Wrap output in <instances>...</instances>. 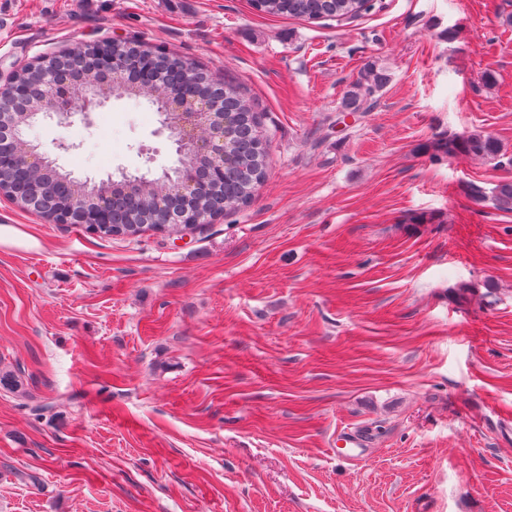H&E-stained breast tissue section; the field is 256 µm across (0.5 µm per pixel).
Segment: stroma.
I'll return each mask as SVG.
<instances>
[{"mask_svg": "<svg viewBox=\"0 0 512 512\" xmlns=\"http://www.w3.org/2000/svg\"><path fill=\"white\" fill-rule=\"evenodd\" d=\"M110 37L243 86L267 177L179 241L0 195L32 241L0 246V512H512V212L467 193L512 182V0H0V75ZM370 60L376 107L337 123ZM159 129L132 95L32 135L75 177H153ZM471 133L503 160L425 150ZM258 10L266 15L293 18L352 17L362 10L360 0H261Z\"/></svg>", "mask_w": 512, "mask_h": 512, "instance_id": "stroma-1", "label": "stroma"}]
</instances>
